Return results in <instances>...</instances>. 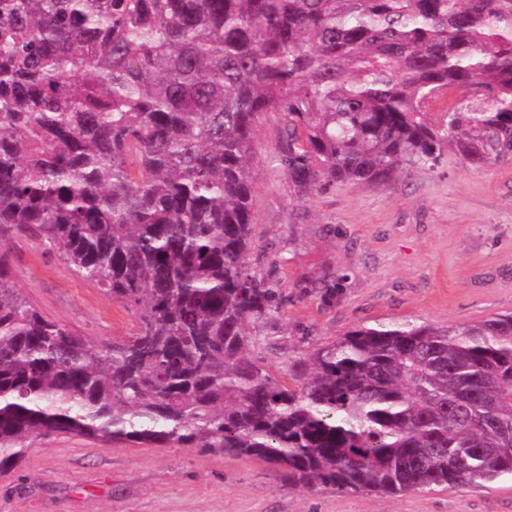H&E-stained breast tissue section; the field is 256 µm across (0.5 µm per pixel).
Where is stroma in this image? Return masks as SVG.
<instances>
[{"label": "stroma", "instance_id": "1", "mask_svg": "<svg viewBox=\"0 0 512 512\" xmlns=\"http://www.w3.org/2000/svg\"><path fill=\"white\" fill-rule=\"evenodd\" d=\"M280 140L279 114L263 113L249 265L279 303L253 330L272 373L359 326L461 328L512 311V165L476 170L447 151L388 184L337 183L299 202L273 161ZM0 240L14 282L45 318L95 346L132 335V314L33 232L12 228ZM0 512H512V479L386 499L291 487L257 459L61 435L36 438L0 478Z\"/></svg>", "mask_w": 512, "mask_h": 512}]
</instances>
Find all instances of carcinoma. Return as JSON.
Returning a JSON list of instances; mask_svg holds the SVG:
<instances>
[{"mask_svg":"<svg viewBox=\"0 0 512 512\" xmlns=\"http://www.w3.org/2000/svg\"><path fill=\"white\" fill-rule=\"evenodd\" d=\"M264 112L299 201L444 145L512 165V0H0V229L135 320L94 347L46 319L0 240V477L50 435L382 496L512 477V312L359 326L279 376L254 355L276 313L248 264Z\"/></svg>","mask_w":512,"mask_h":512,"instance_id":"cac0c4a2","label":"carcinoma"}]
</instances>
